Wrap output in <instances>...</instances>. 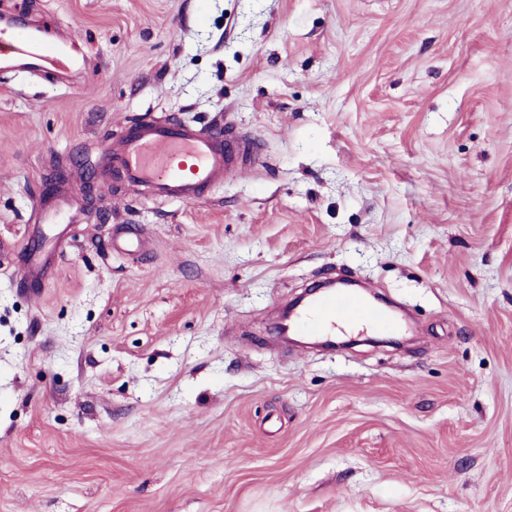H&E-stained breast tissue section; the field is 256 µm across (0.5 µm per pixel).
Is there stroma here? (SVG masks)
Returning a JSON list of instances; mask_svg holds the SVG:
<instances>
[{
  "mask_svg": "<svg viewBox=\"0 0 512 512\" xmlns=\"http://www.w3.org/2000/svg\"><path fill=\"white\" fill-rule=\"evenodd\" d=\"M2 10L81 37L0 72V512H512V0ZM144 118L262 163L193 204L100 177L21 283L46 180ZM334 278L411 342L270 333Z\"/></svg>",
  "mask_w": 512,
  "mask_h": 512,
  "instance_id": "1",
  "label": "stroma"
}]
</instances>
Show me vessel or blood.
<instances>
[{
	"mask_svg": "<svg viewBox=\"0 0 512 512\" xmlns=\"http://www.w3.org/2000/svg\"><path fill=\"white\" fill-rule=\"evenodd\" d=\"M57 46L48 30L29 22L10 31L0 30V68H38L53 59ZM258 151L254 137L224 138L221 130L190 124L142 122L120 141L107 144L104 160L122 181L151 195L181 203H196L205 190L228 175L253 165ZM81 212L65 195L51 197L40 210L44 224L79 222ZM49 266L44 239L30 247L22 280L41 281ZM402 323L373 306L364 296L346 288L329 290L289 312L280 331L294 336L326 338L339 331H401Z\"/></svg>",
	"mask_w": 512,
	"mask_h": 512,
	"instance_id": "vessel-or-blood-1",
	"label": "vessel or blood"
}]
</instances>
